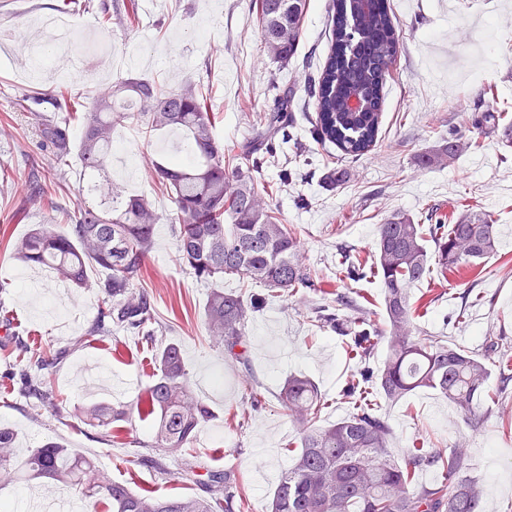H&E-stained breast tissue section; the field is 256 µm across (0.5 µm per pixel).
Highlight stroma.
<instances>
[{"label": "stroma", "instance_id": "obj_1", "mask_svg": "<svg viewBox=\"0 0 512 512\" xmlns=\"http://www.w3.org/2000/svg\"><path fill=\"white\" fill-rule=\"evenodd\" d=\"M126 0H0V167L13 173L0 180V424L18 434L19 452L54 441L97 461L109 479L135 492L161 497L203 496L208 476L229 472L244 501V512H268L275 482L290 467L299 444L296 424L282 409L279 394L288 377L311 379L324 405L317 426L347 417L353 405L344 391L358 361L347 336L312 322L315 308L349 295L357 307L381 316L383 295L373 271L357 280L338 279L341 250L371 255L377 227L396 212L424 220L428 211L476 203L492 213L496 251L474 272L449 276L445 286L424 280L411 290L414 323L421 335L442 336L474 352L497 338L512 352V144L503 132L512 112L498 124L472 125L473 117L495 111L486 95L496 85L512 100V0H388L398 25L400 53L385 87L378 143L374 150L343 163L349 176L336 189L325 177L338 151L315 144L304 112H296L302 154H281L260 168L259 186H278L282 170L292 179L278 187L282 223L296 225L304 256L320 278L322 292L273 298L247 327L245 362L214 346L205 330L208 288L179 263L171 225L155 228L153 248L137 287L150 298L159 328L155 336L116 330L87 337L102 301L105 272L91 268L89 285L60 293L56 275L19 261L16 241L38 224L66 231L64 210L99 204L87 193L76 155L62 171L67 193L32 188L51 166L35 139L28 113L15 111L16 96H34L35 110L53 114L50 94L65 87L83 100L130 77H151L168 87L192 82L208 93L218 115L215 134L225 145L250 133L253 111H272L288 93L303 100L308 83L329 50V0H309L304 35L293 58L280 64L264 53L250 0H138L139 24L125 33L102 27V5L122 9ZM68 19L80 31L71 54L53 57L46 71L29 76L28 48L40 39L43 18ZM478 138L482 147L444 168L420 167L417 158L449 133ZM106 169L113 188L148 200L166 214L171 200L146 165L160 153L183 154L179 135H149L136 125L118 127ZM181 350L196 395L211 418L164 471L151 457L152 423L133 406L152 379L156 353L168 344ZM66 350L50 384L59 409L50 411L19 394L16 376L33 367L42 352ZM254 375L265 397L258 410L245 400L243 379ZM107 401L129 408L127 417L104 436L80 418L82 407ZM390 427L388 449L398 460L412 449L464 446L470 476L483 488L484 512H512V427L499 413L469 428L448 400L430 389L406 398L379 401Z\"/></svg>", "mask_w": 512, "mask_h": 512}]
</instances>
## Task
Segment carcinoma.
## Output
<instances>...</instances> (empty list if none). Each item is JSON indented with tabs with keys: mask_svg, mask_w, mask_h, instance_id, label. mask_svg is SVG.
<instances>
[{
	"mask_svg": "<svg viewBox=\"0 0 512 512\" xmlns=\"http://www.w3.org/2000/svg\"><path fill=\"white\" fill-rule=\"evenodd\" d=\"M332 3L329 52L318 78L307 88L316 112L312 134L323 145H336L341 159H354L377 146L384 88L398 56L399 33L387 0H373L369 10L359 0ZM252 5L268 56L277 62L288 60L303 35L307 0H252ZM353 92L364 100L361 112L345 107V98ZM55 104L59 114L50 120L35 117L34 129L40 149L58 164L71 153L69 123L75 118L82 123L77 156L82 169L92 174L106 167L119 125H140L150 134L178 129L189 152L186 158L157 156L151 162L152 178L172 202L165 216H159L144 198L111 191L107 193L109 210L80 208L66 214L67 231L42 226L14 244L19 260L47 265L78 288L86 286L89 266L107 271L91 335L155 323L150 299L135 285L161 220L174 227L181 263L209 286L208 338L232 359L245 360L246 328L269 298L322 291L321 281L302 258L294 225L280 223L276 205L261 195L252 175V169L275 158L291 141L285 133L291 96H282L276 111L259 117L253 136L238 154L216 139L210 99L196 84L172 90L152 78H128L88 103L61 90ZM479 146L475 139L450 136L421 154L419 163L441 168ZM426 220L429 225L424 226L399 212L378 225L373 267L381 283L386 330L357 317L350 348L363 361L379 337L386 343L387 359L376 375L359 367L346 396L358 400L371 382L390 402L421 388L431 389L447 398L467 425L476 426L489 404L504 405L512 396L504 371L497 390L488 387V362L498 354L499 343L489 342L478 354L441 338L415 336L410 288L434 272L446 279L489 257L496 248V227L493 215L482 209H468L453 224L433 209ZM340 267L345 277L358 279L365 262L347 253ZM226 275L260 291L246 295L226 291ZM156 363L151 385L140 398V413L154 417L153 440L159 454L152 463L160 468L165 458L185 448L210 417V409L195 395L177 345L159 350ZM22 392L58 409L55 393L42 373L24 374ZM280 403L300 425V445L293 465L278 477L270 512H480L483 489L478 481L463 476L467 457L461 449L431 455L416 450L406 460H396L388 451L390 429L372 403L317 428L314 420L323 400L306 377L288 378ZM124 415V409L108 402L84 412L85 421L106 434ZM15 440L11 429L0 427V482L12 477ZM424 467L445 472V483L435 488L416 486L414 477ZM22 469L31 479L65 484L89 499H105L112 512L241 510L225 472L210 475L208 498L141 494L111 481L90 459L54 442L31 449Z\"/></svg>",
	"mask_w": 512,
	"mask_h": 512,
	"instance_id": "cac0c4a2",
	"label": "carcinoma"
}]
</instances>
